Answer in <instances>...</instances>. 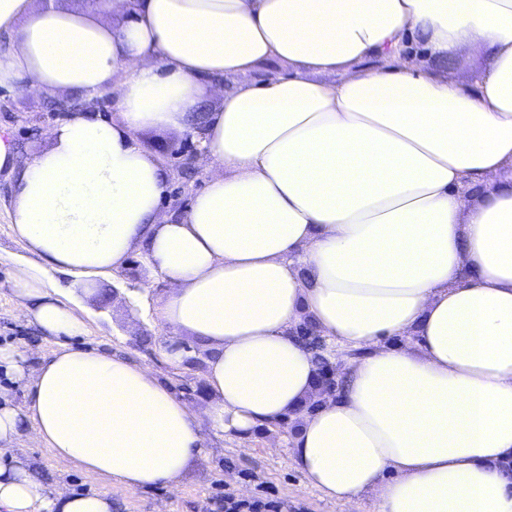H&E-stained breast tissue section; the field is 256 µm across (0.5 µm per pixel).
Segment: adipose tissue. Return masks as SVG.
Wrapping results in <instances>:
<instances>
[{
	"label": "adipose tissue",
	"mask_w": 512,
	"mask_h": 512,
	"mask_svg": "<svg viewBox=\"0 0 512 512\" xmlns=\"http://www.w3.org/2000/svg\"><path fill=\"white\" fill-rule=\"evenodd\" d=\"M0 0V89L117 93L48 128L16 174L14 235L38 254L14 294L59 350L0 346L24 384L0 399V512H112L39 483L13 443L130 490L177 483L206 433L248 437L299 413L290 458L329 500L373 512H512V0H99L27 15ZM125 16L118 29L101 16ZM490 55L454 69L459 49ZM287 75L261 78L265 64ZM210 96L222 98L202 111ZM201 129L205 188L163 215L146 129ZM170 286L166 327L205 352L196 410L83 335L46 278L108 274L132 248ZM311 321L346 358L316 387ZM295 333L302 342L310 346L314 351V357L321 374L317 397L320 398L327 392H330V394L335 393L339 382L337 381V376L331 374L327 369L330 358L325 355V344H322V339L317 334L314 325L308 320L303 321L296 328Z\"/></svg>",
	"instance_id": "adipose-tissue-1"
}]
</instances>
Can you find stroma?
Masks as SVG:
<instances>
[{
  "mask_svg": "<svg viewBox=\"0 0 512 512\" xmlns=\"http://www.w3.org/2000/svg\"><path fill=\"white\" fill-rule=\"evenodd\" d=\"M70 97L65 90H0V127L12 135L23 157L45 148L46 119L56 102ZM192 136V131L175 129H150L137 134L142 150L167 172L163 213H171V194L177 187L187 186L195 194L206 185L208 172L202 161H195L189 169L177 164ZM14 184V175L0 173V343L47 355L56 349V342L40 336L21 316L20 301L10 290V275L16 263L41 262L12 231ZM60 282L63 297L79 305L86 321L84 335L71 339V346L112 350L150 368L195 408L207 406L203 370L170 365L163 355L170 341L189 350L196 343L187 335H173L163 326L161 304L170 287L146 262L140 249H132L122 265L93 283H74L66 276ZM291 438L290 432L276 428L245 439L208 435L204 448L189 460L177 484L136 491L56 464L27 436L15 441L13 453L29 465L42 484L66 491L108 492L112 512H224L228 495L241 501H271L273 512H372L373 494L364 495L355 505L343 506L310 487L292 466Z\"/></svg>",
  "mask_w": 512,
  "mask_h": 512,
  "instance_id": "stroma-1",
  "label": "stroma"
}]
</instances>
